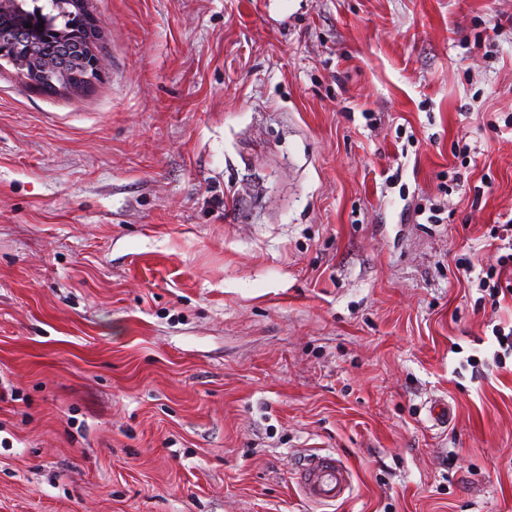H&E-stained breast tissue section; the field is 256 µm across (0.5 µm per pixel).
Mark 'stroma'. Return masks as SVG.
<instances>
[{"label":"stroma","instance_id":"obj_1","mask_svg":"<svg viewBox=\"0 0 512 512\" xmlns=\"http://www.w3.org/2000/svg\"><path fill=\"white\" fill-rule=\"evenodd\" d=\"M88 10L85 90L0 60V512H512V0ZM512 219L508 220L505 224H499L495 232L496 238L500 241L497 249V263L495 266L489 267L485 272L486 276L479 278L478 285L482 291L488 293L492 304L500 303L499 298L506 295H512V282L503 278L504 272L510 268L512 270ZM505 253L501 254V251ZM509 250L510 252H508ZM498 266V267H497ZM349 468L333 455L310 454L297 477L302 496L317 506L343 499L352 488Z\"/></svg>","mask_w":512,"mask_h":512}]
</instances>
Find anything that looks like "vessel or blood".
I'll return each mask as SVG.
<instances>
[{
    "label": "vessel or blood",
    "instance_id": "1",
    "mask_svg": "<svg viewBox=\"0 0 512 512\" xmlns=\"http://www.w3.org/2000/svg\"><path fill=\"white\" fill-rule=\"evenodd\" d=\"M352 483L349 468L332 455H309L297 478L302 496L317 506L343 499L349 494Z\"/></svg>",
    "mask_w": 512,
    "mask_h": 512
}]
</instances>
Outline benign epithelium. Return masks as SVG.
Listing matches in <instances>:
<instances>
[{"instance_id":"1","label":"benign epithelium","mask_w":512,"mask_h":512,"mask_svg":"<svg viewBox=\"0 0 512 512\" xmlns=\"http://www.w3.org/2000/svg\"><path fill=\"white\" fill-rule=\"evenodd\" d=\"M69 4L81 24L74 29L59 30L57 36L66 45H77L79 58L75 67L63 59L41 55L39 34L27 38L17 31L0 28L1 41L26 44V55L16 65L27 71V83L48 92L61 89L79 91L92 84L100 70V58L96 50L99 28L87 10V0H69Z\"/></svg>"}]
</instances>
